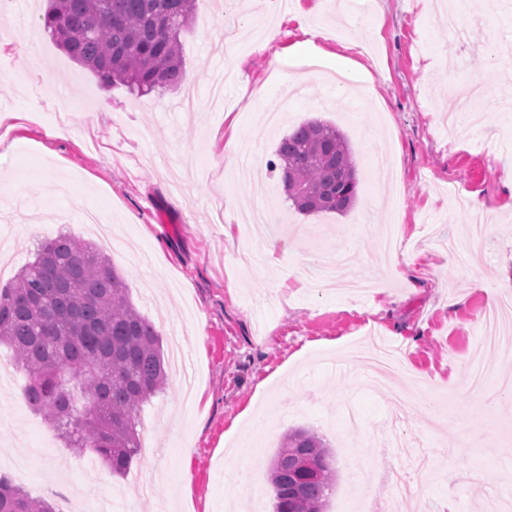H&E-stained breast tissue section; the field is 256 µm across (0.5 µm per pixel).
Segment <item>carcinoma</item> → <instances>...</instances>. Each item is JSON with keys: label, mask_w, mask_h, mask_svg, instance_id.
<instances>
[{"label": "carcinoma", "mask_w": 512, "mask_h": 512, "mask_svg": "<svg viewBox=\"0 0 512 512\" xmlns=\"http://www.w3.org/2000/svg\"><path fill=\"white\" fill-rule=\"evenodd\" d=\"M194 11L195 0H49L43 25L102 85L147 94L182 84L181 36ZM276 154L298 211L342 213L355 202V162L336 126L307 121ZM0 345L27 376V404L69 447L90 448L123 474L140 448L135 414L167 386V374L159 334L109 257L69 233L40 243L0 289ZM334 485L323 439L288 431L270 468L273 512H324ZM0 512L57 509L0 476Z\"/></svg>", "instance_id": "obj_1"}]
</instances>
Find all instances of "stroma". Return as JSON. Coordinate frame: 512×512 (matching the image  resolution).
Returning a JSON list of instances; mask_svg holds the SVG:
<instances>
[{
    "label": "stroma",
    "mask_w": 512,
    "mask_h": 512,
    "mask_svg": "<svg viewBox=\"0 0 512 512\" xmlns=\"http://www.w3.org/2000/svg\"><path fill=\"white\" fill-rule=\"evenodd\" d=\"M224 6L197 0L183 86L142 97L77 66L43 28L45 0L21 8L41 69L11 45L14 18L0 16V289L38 243L111 231L112 262L156 326L169 377L136 417L161 454L121 476L20 406L22 385H0V474L25 466V490H58L72 512L91 493L111 512H224L230 498L245 512L263 489L227 485L225 470L256 453L270 464L288 430L308 428L336 473L326 512L372 503L378 476L415 472L424 455L420 482L436 507L489 512L512 495V395L496 384L512 376V353L478 337L491 293H512V60L489 53L512 40V7L461 12L468 34L454 44L433 0H349L346 17L336 0H288L260 52L228 59ZM317 25L342 28L353 47L320 37L305 47L303 27ZM311 54L315 76L299 65ZM340 67L353 73L341 93ZM482 67L492 77L473 131L450 129L449 77ZM310 120L350 144L359 183L345 212L296 211L270 168L280 140ZM230 121L233 147L219 136ZM261 200L276 215L270 265L254 261L265 240L240 233ZM475 202L489 232L459 266L431 230L463 236ZM383 224L413 278L392 270ZM373 336L404 349L405 408L363 375L358 354ZM476 356L489 370L480 395L468 390ZM259 414L271 422L256 430Z\"/></svg>",
    "instance_id": "obj_1"
}]
</instances>
